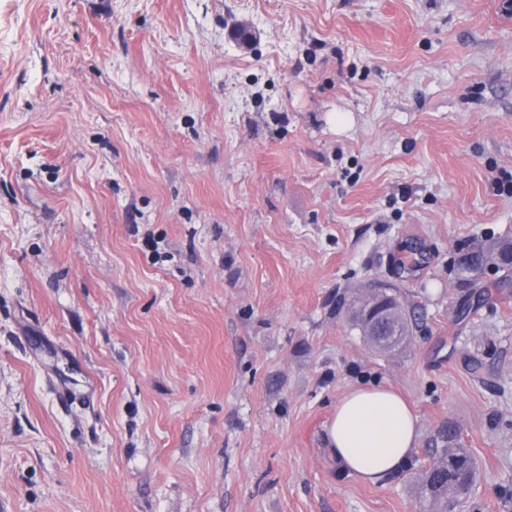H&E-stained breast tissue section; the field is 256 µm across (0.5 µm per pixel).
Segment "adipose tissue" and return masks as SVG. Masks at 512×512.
Segmentation results:
<instances>
[{
  "mask_svg": "<svg viewBox=\"0 0 512 512\" xmlns=\"http://www.w3.org/2000/svg\"><path fill=\"white\" fill-rule=\"evenodd\" d=\"M417 438L414 412L399 394L384 386L349 390L327 425L336 462L344 471L372 483L398 474Z\"/></svg>",
  "mask_w": 512,
  "mask_h": 512,
  "instance_id": "adipose-tissue-1",
  "label": "adipose tissue"
}]
</instances>
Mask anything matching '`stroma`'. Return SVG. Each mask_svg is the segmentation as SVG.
<instances>
[{
	"label": "stroma",
	"mask_w": 512,
	"mask_h": 512,
	"mask_svg": "<svg viewBox=\"0 0 512 512\" xmlns=\"http://www.w3.org/2000/svg\"><path fill=\"white\" fill-rule=\"evenodd\" d=\"M512 0H0V512H512ZM412 341L369 347L377 285ZM386 383L396 477L326 426ZM512 251L511 240H496L488 241L484 245L477 248L471 249L467 252L473 255L478 261L483 264L496 263L497 258L500 254L503 256V262L505 265H509L508 252ZM375 291V290H374ZM370 292L369 294L359 297V298H353L350 303L348 304V309L351 310V321L352 325L358 329L362 336H370L368 325L366 322L370 323L371 325V336L370 340L372 345L380 350L383 351H389L392 348L396 346V344L400 341V336L395 335H381L378 334L381 326H383L386 323L385 315L383 311L377 310V309H369L365 313V316L363 318L362 315H359L358 311L361 308L367 307L372 302H376V305L380 302L384 301V299H380V296H378V292ZM375 305V306H376ZM366 322H365V321ZM326 432L340 467L377 483L395 476L407 463L417 443V417L392 389L357 387L336 404ZM437 456L448 461L446 477H436L437 472L432 470H426L421 477L425 496L433 503L447 499L448 492H454L458 486L472 485L476 476L474 459L460 448H440L435 454ZM447 461L440 462L437 470L446 469Z\"/></svg>",
	"instance_id": "1"
}]
</instances>
